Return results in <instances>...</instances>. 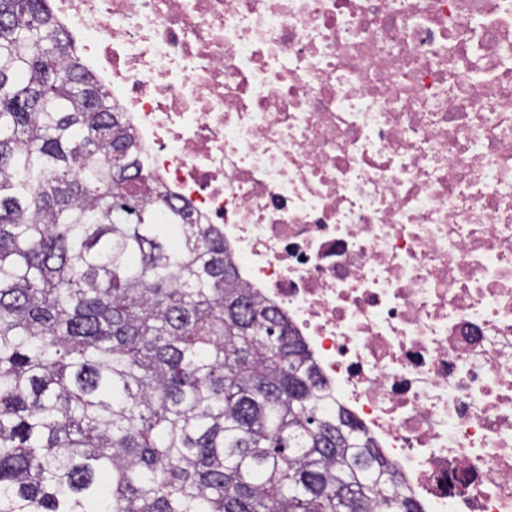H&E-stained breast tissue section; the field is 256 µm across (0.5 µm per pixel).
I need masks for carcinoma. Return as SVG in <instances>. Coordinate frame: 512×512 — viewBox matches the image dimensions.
<instances>
[{"label":"carcinoma","instance_id":"1","mask_svg":"<svg viewBox=\"0 0 512 512\" xmlns=\"http://www.w3.org/2000/svg\"><path fill=\"white\" fill-rule=\"evenodd\" d=\"M287 319L0 0V512H417Z\"/></svg>","mask_w":512,"mask_h":512}]
</instances>
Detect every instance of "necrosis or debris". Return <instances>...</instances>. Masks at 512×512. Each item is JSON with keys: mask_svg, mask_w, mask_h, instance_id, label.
I'll use <instances>...</instances> for the list:
<instances>
[{"mask_svg": "<svg viewBox=\"0 0 512 512\" xmlns=\"http://www.w3.org/2000/svg\"><path fill=\"white\" fill-rule=\"evenodd\" d=\"M151 182L420 512H512V0H51Z\"/></svg>", "mask_w": 512, "mask_h": 512, "instance_id": "necrosis-or-debris-1", "label": "necrosis or debris"}]
</instances>
